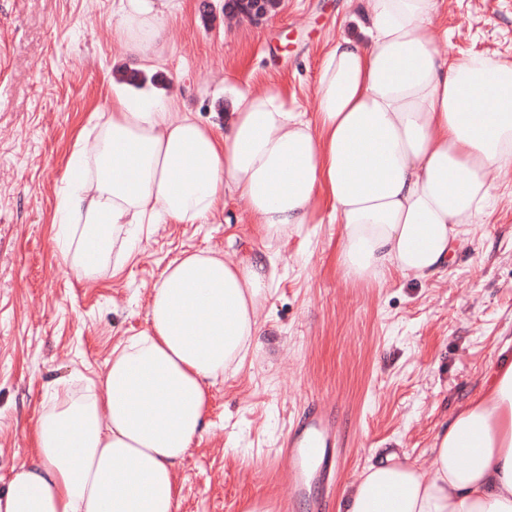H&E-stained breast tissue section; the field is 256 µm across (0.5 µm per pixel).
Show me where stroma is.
I'll use <instances>...</instances> for the list:
<instances>
[{"label": "stroma", "mask_w": 512, "mask_h": 512, "mask_svg": "<svg viewBox=\"0 0 512 512\" xmlns=\"http://www.w3.org/2000/svg\"><path fill=\"white\" fill-rule=\"evenodd\" d=\"M113 0H0V489L31 451L55 391L83 392L115 346L140 335L155 286L183 253L262 252L276 277L263 334L242 368L209 389V427L179 468L178 512H338L362 470L389 454L424 464L436 432L477 394L512 344V175L494 179L481 224L446 272L384 282L344 276L341 227L257 236L243 202L206 224H146L136 251L78 277L61 257L57 210L78 132L124 65ZM344 0H282L260 23L228 20L224 0H185L167 41L143 60L186 111L223 123L224 86L287 83L307 114ZM440 53L512 58V0H441ZM334 416L329 479L287 501L286 442L302 414Z\"/></svg>", "instance_id": "stroma-1"}]
</instances>
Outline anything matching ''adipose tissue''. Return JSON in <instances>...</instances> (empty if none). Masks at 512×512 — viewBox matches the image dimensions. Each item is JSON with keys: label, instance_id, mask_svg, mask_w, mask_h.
Segmentation results:
<instances>
[{"label": "adipose tissue", "instance_id": "1", "mask_svg": "<svg viewBox=\"0 0 512 512\" xmlns=\"http://www.w3.org/2000/svg\"><path fill=\"white\" fill-rule=\"evenodd\" d=\"M125 51L145 57L183 0H114ZM360 36L328 43L314 117L275 80L234 90L224 125L165 96L112 85L69 160L62 255L93 278L143 224H199L245 202L256 234L338 224L346 277L425 278L445 270L512 172V60L440 55L438 0H345ZM81 233H72V225ZM274 279L262 256L172 260L147 327L112 350L85 394H54L15 466L0 512H177V468L201 438L208 389L238 371ZM339 512H512V353L440 430L426 464L369 466Z\"/></svg>", "mask_w": 512, "mask_h": 512}]
</instances>
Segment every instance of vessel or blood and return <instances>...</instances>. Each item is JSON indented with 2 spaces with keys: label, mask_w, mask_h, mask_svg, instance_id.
Masks as SVG:
<instances>
[{
  "label": "vessel or blood",
  "mask_w": 512,
  "mask_h": 512,
  "mask_svg": "<svg viewBox=\"0 0 512 512\" xmlns=\"http://www.w3.org/2000/svg\"><path fill=\"white\" fill-rule=\"evenodd\" d=\"M293 474L288 486L290 497L300 498L306 492V473L328 474L334 453V437L329 416L320 406H311L288 441Z\"/></svg>",
  "instance_id": "1"
}]
</instances>
